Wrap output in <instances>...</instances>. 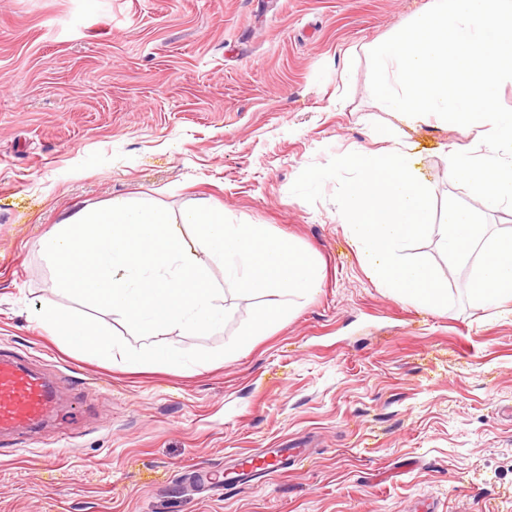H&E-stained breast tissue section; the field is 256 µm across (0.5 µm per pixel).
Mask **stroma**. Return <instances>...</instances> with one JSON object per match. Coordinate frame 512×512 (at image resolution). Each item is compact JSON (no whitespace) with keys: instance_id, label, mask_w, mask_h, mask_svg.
Returning <instances> with one entry per match:
<instances>
[{"instance_id":"obj_1","label":"stroma","mask_w":512,"mask_h":512,"mask_svg":"<svg viewBox=\"0 0 512 512\" xmlns=\"http://www.w3.org/2000/svg\"><path fill=\"white\" fill-rule=\"evenodd\" d=\"M429 0H0V349L63 395L18 457L0 456V512H512V302L467 301L472 267L434 239L415 247L456 304L430 309L368 276L327 182L308 165L383 149L373 123L416 155L436 203L480 199L448 177L467 144L432 118L381 111L364 45ZM125 197L179 214L198 203L263 224L315 256L313 295L232 356L177 370L125 367L50 336L37 312L74 307L40 240L76 208ZM223 332L134 347L230 342L255 305L226 292ZM309 457L224 493L193 469L283 446Z\"/></svg>"}]
</instances>
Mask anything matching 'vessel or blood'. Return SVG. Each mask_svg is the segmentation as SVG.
<instances>
[{"label": "vessel or blood", "mask_w": 512, "mask_h": 512, "mask_svg": "<svg viewBox=\"0 0 512 512\" xmlns=\"http://www.w3.org/2000/svg\"><path fill=\"white\" fill-rule=\"evenodd\" d=\"M58 411L55 384L19 358L0 352V437H8V452L17 453L16 439L37 434L42 423ZM305 458V449L286 448L278 457L242 459L239 469L251 480L259 476L271 479L288 464L303 462Z\"/></svg>", "instance_id": "vessel-or-blood-1"}]
</instances>
